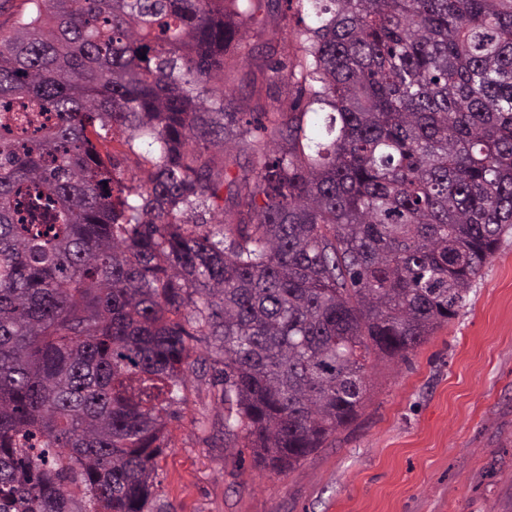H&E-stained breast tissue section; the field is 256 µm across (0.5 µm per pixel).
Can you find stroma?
Returning a JSON list of instances; mask_svg holds the SVG:
<instances>
[{"instance_id": "1", "label": "stroma", "mask_w": 512, "mask_h": 512, "mask_svg": "<svg viewBox=\"0 0 512 512\" xmlns=\"http://www.w3.org/2000/svg\"><path fill=\"white\" fill-rule=\"evenodd\" d=\"M284 0L261 7V37L234 81L241 103L286 107L261 54L294 52ZM169 422L153 512H512V235L474 282L464 308L403 362L371 369L357 420L296 470L255 468L224 445V407L189 376Z\"/></svg>"}]
</instances>
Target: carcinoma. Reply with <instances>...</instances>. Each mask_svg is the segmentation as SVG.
I'll return each instance as SVG.
<instances>
[{"mask_svg": "<svg viewBox=\"0 0 512 512\" xmlns=\"http://www.w3.org/2000/svg\"><path fill=\"white\" fill-rule=\"evenodd\" d=\"M27 3L0 31V512H151L194 335L224 447L296 469L512 229V0H285L288 108L259 112L224 80L253 0ZM125 136L114 134L109 145L112 152L113 162L116 164V174L122 180V183L130 188L138 187L140 182V168L138 165V155L129 151L124 144Z\"/></svg>", "mask_w": 512, "mask_h": 512, "instance_id": "carcinoma-1", "label": "carcinoma"}]
</instances>
